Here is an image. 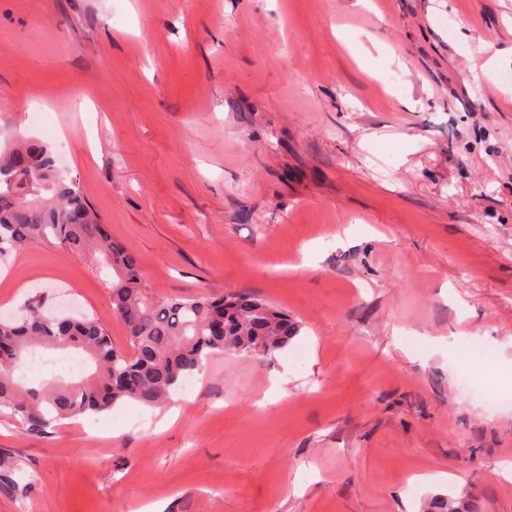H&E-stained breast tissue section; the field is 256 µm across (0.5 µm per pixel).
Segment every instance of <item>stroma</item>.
<instances>
[{
	"label": "stroma",
	"mask_w": 512,
	"mask_h": 512,
	"mask_svg": "<svg viewBox=\"0 0 512 512\" xmlns=\"http://www.w3.org/2000/svg\"><path fill=\"white\" fill-rule=\"evenodd\" d=\"M506 74L512 0H0V131L67 150L155 294L247 291L301 326L96 432L0 412V512H512V403L455 375L512 395ZM5 270L0 312L125 347L95 266L37 242Z\"/></svg>",
	"instance_id": "stroma-1"
}]
</instances>
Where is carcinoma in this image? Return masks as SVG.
<instances>
[{
	"label": "carcinoma",
	"mask_w": 512,
	"mask_h": 512,
	"mask_svg": "<svg viewBox=\"0 0 512 512\" xmlns=\"http://www.w3.org/2000/svg\"><path fill=\"white\" fill-rule=\"evenodd\" d=\"M46 242L112 274V315L127 348L112 345L99 318L44 315L37 301L16 316H0V411L31 435L62 419L100 413L135 400L159 406L172 400L181 381L224 353L266 358L284 349L300 326L268 301L240 292L162 297L147 286L137 254L110 236L101 215L79 186L59 171L44 142L14 135L0 148V256ZM36 347L73 348L95 363L77 382L24 388L15 370ZM429 512H467L461 499L429 503Z\"/></svg>",
	"instance_id": "carcinoma-1"
}]
</instances>
